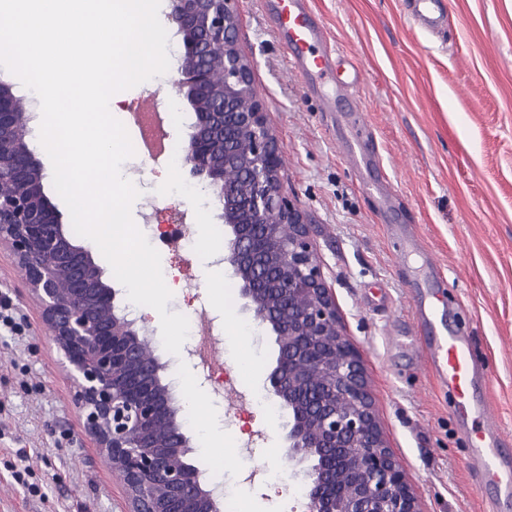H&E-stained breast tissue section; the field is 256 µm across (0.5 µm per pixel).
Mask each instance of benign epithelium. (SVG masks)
<instances>
[{"mask_svg": "<svg viewBox=\"0 0 512 512\" xmlns=\"http://www.w3.org/2000/svg\"><path fill=\"white\" fill-rule=\"evenodd\" d=\"M237 0H172L185 37L174 86L195 114L184 162L222 204L223 263L240 295L275 336L266 388L288 410L285 442L302 478L307 512H421L387 445L362 359L344 336L305 214L280 186L283 147L252 90V64L237 47ZM21 99L0 79V157L13 191L0 193V247L24 269L53 342L72 367L85 428L123 476L128 512H217L218 496L185 461L190 440L164 382L143 355L140 329L117 311V291L71 240L44 193L42 167L20 132ZM246 135V151L219 147ZM239 169L244 184L224 170Z\"/></svg>", "mask_w": 512, "mask_h": 512, "instance_id": "7a95c632", "label": "benign epithelium"}]
</instances>
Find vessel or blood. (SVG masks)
Here are the masks:
<instances>
[{
	"label": "vessel or blood",
	"mask_w": 512,
	"mask_h": 512,
	"mask_svg": "<svg viewBox=\"0 0 512 512\" xmlns=\"http://www.w3.org/2000/svg\"><path fill=\"white\" fill-rule=\"evenodd\" d=\"M411 12L425 29H436L441 21L442 0H408ZM310 0H276L274 24L289 53L292 72L308 80L333 83L335 93L349 94L351 82H334V55L327 48L323 26L311 24ZM346 151L358 171H368L371 153L367 142L347 140ZM395 237L400 250L396 257L410 262L421 249L419 237L411 227L398 229ZM418 353L427 370L448 389L453 410L460 416H473L478 431L469 439L470 469L484 482L494 485L503 496L512 495V464L503 459L495 446L499 425L487 404H474L471 388L479 373V361L471 342L457 333H442Z\"/></svg>",
	"instance_id": "vessel-or-blood-1"
}]
</instances>
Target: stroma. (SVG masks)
<instances>
[{
	"mask_svg": "<svg viewBox=\"0 0 512 512\" xmlns=\"http://www.w3.org/2000/svg\"><path fill=\"white\" fill-rule=\"evenodd\" d=\"M329 32L337 78L358 70V111L337 103L319 111L305 79L288 73L264 0H238V48L253 63V90L283 145L281 190L311 224L322 271L359 350L383 435L406 471L422 512H512L494 504L473 477L466 438L471 420L453 412L448 391L414 357L419 328L407 288L424 260L440 263L450 304L439 329L470 336L484 363L477 394L493 410L512 448V0H446V27L415 24L407 0H311ZM176 76L121 91L115 116L129 123L140 105L170 91ZM374 155L367 178L343 152L353 130ZM123 169L140 192L132 216L158 250L168 311L197 308L224 317L216 356L241 376L256 406L234 408L215 394L195 362L168 353L160 319L119 290L117 305L143 327L164 364L182 417L201 411L225 441L251 437L243 456L225 459L205 433L186 429L188 459L216 470L238 495L241 512H297L298 481L283 446L287 411L269 414L265 378L275 360L266 327L239 334L252 312L231 267L215 269L223 249L222 206L212 191L174 196L176 179L162 159L140 156ZM385 186L378 195L364 180ZM184 213L194 254L164 239L173 210ZM411 225L422 241L411 265H398L390 229ZM0 303L24 319L25 337L0 329V512H126L124 483L84 427L69 365L49 339L24 272L0 250ZM30 468L25 484L13 470Z\"/></svg>",
	"mask_w": 512,
	"mask_h": 512,
	"instance_id": "1",
	"label": "stroma"
}]
</instances>
